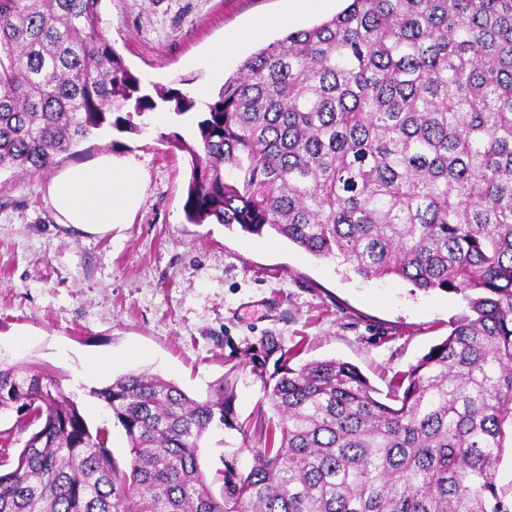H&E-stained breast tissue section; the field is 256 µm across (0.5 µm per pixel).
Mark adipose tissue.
Masks as SVG:
<instances>
[{
    "label": "adipose tissue",
    "mask_w": 512,
    "mask_h": 512,
    "mask_svg": "<svg viewBox=\"0 0 512 512\" xmlns=\"http://www.w3.org/2000/svg\"><path fill=\"white\" fill-rule=\"evenodd\" d=\"M46 191L57 223L102 233L130 222L143 201L145 175L135 162L105 153L57 172Z\"/></svg>",
    "instance_id": "adipose-tissue-1"
}]
</instances>
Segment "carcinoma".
Instances as JSON below:
<instances>
[{
	"instance_id": "cac0c4a2",
	"label": "carcinoma",
	"mask_w": 512,
	"mask_h": 512,
	"mask_svg": "<svg viewBox=\"0 0 512 512\" xmlns=\"http://www.w3.org/2000/svg\"><path fill=\"white\" fill-rule=\"evenodd\" d=\"M102 0H0V171L35 174L110 127L203 112L188 141L190 224L272 231L362 278L463 296L467 312L389 401L354 365H282L278 418L249 469L200 443L238 428L147 372L90 390L129 467L51 374L0 361V512H512V0H351L245 59L217 97L143 84L100 34ZM26 436L23 447L14 445Z\"/></svg>"
}]
</instances>
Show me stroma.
Instances as JSON below:
<instances>
[{"mask_svg": "<svg viewBox=\"0 0 512 512\" xmlns=\"http://www.w3.org/2000/svg\"><path fill=\"white\" fill-rule=\"evenodd\" d=\"M290 0H103V36L148 84L217 93L211 51L260 17L286 15ZM192 138L190 117L167 115L141 134L91 136L60 165L109 152L147 174L130 223L86 234L56 223L50 172L0 173V359L35 364L75 395L90 428L107 426L113 457L129 466L125 432L91 391L147 370L195 398L218 381L235 398L239 429L203 439L207 475L222 458L251 462L272 416L261 374L301 346L298 363L335 358L379 391L443 340L465 310L461 295L424 292L392 277L364 279L276 234L247 235L184 214L188 159L165 142ZM109 370L84 376L90 358Z\"/></svg>", "mask_w": 512, "mask_h": 512, "instance_id": "stroma-1", "label": "stroma"}]
</instances>
